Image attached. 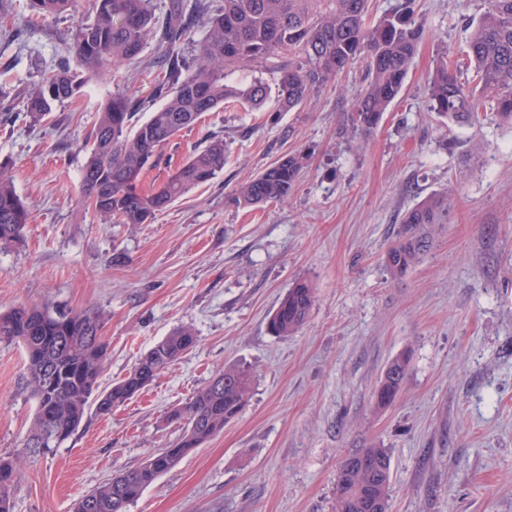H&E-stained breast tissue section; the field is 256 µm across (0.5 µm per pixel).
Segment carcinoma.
<instances>
[{"label":"carcinoma","mask_w":512,"mask_h":512,"mask_svg":"<svg viewBox=\"0 0 512 512\" xmlns=\"http://www.w3.org/2000/svg\"><path fill=\"white\" fill-rule=\"evenodd\" d=\"M91 17L71 34L70 60L33 85L21 97V111L32 121L74 98L85 78L112 72L120 62L140 58L156 41L155 95L162 104L144 121L145 100L118 91L104 104L80 180V200L104 221L146 224L190 188L213 180L224 170L226 145L210 139L179 165L155 190L140 184L160 151L179 132L194 127L201 115L227 101L259 110L270 86L278 111L291 112L318 97L353 65L362 64L366 85L355 98L353 125L371 134L401 93L424 39L425 25L414 18V0L399 3L378 20L370 19V0H89ZM485 10L460 51L442 50L428 79L430 110L450 124L472 126L488 110L512 126V0H483ZM34 16L57 17L74 8V0H31ZM195 63L183 46L199 27ZM302 152L289 154L256 174L238 190L239 204L257 206L288 197L305 166ZM448 189L433 193L407 209L395 241L384 257L393 280L403 279L433 247L430 227L451 220ZM29 212L6 169L0 167V247L22 241ZM315 302L314 288L294 283L280 299L269 327L276 336L296 332ZM99 311L46 303L21 305L0 313V342L18 343L27 355L26 382L37 401L26 438L30 456L52 451L39 447L45 435L67 440L86 410L108 415L132 399L170 364L195 347L189 327L173 330L140 356L120 381L99 389L108 346L102 339ZM410 370L406 356L394 359L374 392L379 408L390 406ZM251 374L229 366L215 374L167 421L182 426L180 437L139 465L124 469L87 492L74 512H126L130 502L207 441L224 431L249 401ZM13 469L0 459V512H11ZM391 453L369 444L354 448L341 461L336 477L334 512H388Z\"/></svg>","instance_id":"obj_1"}]
</instances>
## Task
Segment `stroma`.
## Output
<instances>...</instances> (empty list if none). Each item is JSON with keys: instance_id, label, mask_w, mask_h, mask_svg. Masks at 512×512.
<instances>
[{"instance_id": "obj_1", "label": "stroma", "mask_w": 512, "mask_h": 512, "mask_svg": "<svg viewBox=\"0 0 512 512\" xmlns=\"http://www.w3.org/2000/svg\"><path fill=\"white\" fill-rule=\"evenodd\" d=\"M75 15L33 19L30 0H0V163L31 218L0 248V311L60 302L104 312L107 388L175 328L196 347L142 393L81 425L49 454L28 457L36 412L25 351L0 342V457L16 475L11 512H72L76 500L182 433L166 421L228 365L250 370L249 402L222 433L161 475L126 512H333L341 457L365 443L391 451L390 512H512V127L492 116L449 126L430 112L426 78L444 47L464 45L460 14L482 0H417L426 33L406 84L370 135L354 132L364 86L352 68L303 108L231 106L204 113L161 151L142 189L213 136L224 170L147 224H109L79 201L102 105L118 89L153 101L156 54L86 81L43 120L20 97L69 56ZM307 165L282 201L243 207L235 192L280 157ZM455 185L453 220L402 280L383 259L404 212ZM298 280L316 301L293 335L268 321ZM410 359L394 403L373 391L396 357Z\"/></svg>"}]
</instances>
